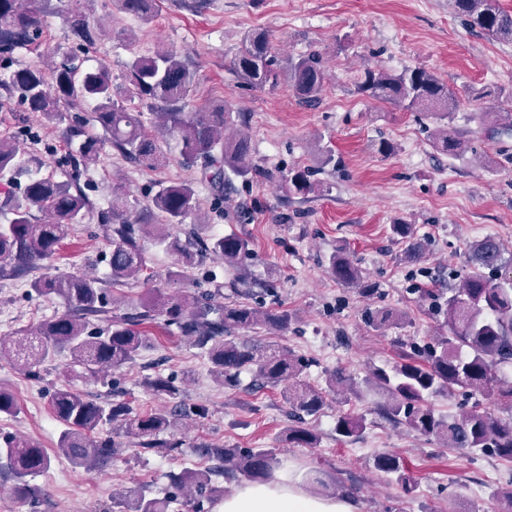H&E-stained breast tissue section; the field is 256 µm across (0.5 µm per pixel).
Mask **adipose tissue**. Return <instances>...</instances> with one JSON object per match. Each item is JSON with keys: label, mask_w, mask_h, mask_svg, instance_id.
Segmentation results:
<instances>
[{"label": "adipose tissue", "mask_w": 512, "mask_h": 512, "mask_svg": "<svg viewBox=\"0 0 512 512\" xmlns=\"http://www.w3.org/2000/svg\"><path fill=\"white\" fill-rule=\"evenodd\" d=\"M214 512H356V505L348 495L318 496L300 480L279 474L238 486Z\"/></svg>", "instance_id": "adipose-tissue-1"}]
</instances>
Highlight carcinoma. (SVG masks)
Listing matches in <instances>:
<instances>
[{
  "label": "carcinoma",
  "instance_id": "cac0c4a2",
  "mask_svg": "<svg viewBox=\"0 0 512 512\" xmlns=\"http://www.w3.org/2000/svg\"><path fill=\"white\" fill-rule=\"evenodd\" d=\"M35 0H0V54L12 53L29 41L40 23ZM128 14L150 19L154 0H119ZM454 13L473 30L500 41L512 42V11L499 0H451ZM129 84L153 112H133L121 102L122 87L112 83L110 69L103 64L82 68L71 59L55 67L46 80L37 67L23 66L0 81L31 112H40L51 121L63 120L64 106L80 101L91 107L89 122L101 128L103 136L89 138L79 147L85 161L109 146L127 158L148 167L164 160L157 147L155 132L175 142L187 166L199 167L201 180L217 187L229 186L232 177L247 178L252 172L251 143L248 135L234 127L246 123L243 113L232 115L224 107L208 112H184L177 107L189 92L194 73L173 52L162 50L153 56H136L126 64ZM236 78L250 87L288 82L300 102L310 105L323 91L329 74L321 53L313 51L290 56L279 64L271 53L267 37L247 35L232 62ZM358 89L366 97L396 105L405 112H418L436 122L433 147L460 157L477 153L474 145L480 131L463 128L451 134L461 98L433 72L406 67L399 72L384 68L364 71ZM480 125L493 123L489 133L512 137V116L479 112L473 116ZM19 149L0 139V174L16 168ZM307 168L293 169L283 187L290 195H307L312 190ZM162 218L160 224H132L128 203L120 192L112 197L107 224L111 276L103 281L84 273L58 276L51 273L59 247L75 224L82 223L90 201L75 181H58L34 173L18 199L9 194L0 200V212L12 218L0 224V278L27 279L30 292L56 300L62 307L33 330H19L0 339V360L38 376L37 367L66 359L83 369L85 379L97 381L109 371L135 363L152 347L141 331L146 321L162 320L166 330L193 337L206 348L214 381L219 386L234 385L243 372L251 373L261 387L280 391L288 405L291 425L288 442L301 448H314L318 435L305 417L320 413L330 394L339 387L359 392L363 386L383 397V416L395 426L430 438L457 452H474L512 461V381L503 377L512 367V259L505 258L498 240L485 237L471 246L466 269L459 284L448 289V296L436 295L434 314L443 318L448 335L433 344L413 347L392 366H374L357 382L339 370L332 373L325 388L310 385L304 376L307 364L288 348L273 342L252 344L238 341L241 331L264 330L276 334L288 329L287 312H273L247 302L224 304L222 288L239 287V280L218 284L214 290L194 294H165L155 289L139 297L126 312L112 306V291L143 274L146 257L141 237L150 236L155 244L179 257L183 269L212 257L229 267L238 265L249 253L247 239L230 233L209 236L204 225L196 224L186 239L171 228L199 211L196 190L190 182L161 183L151 199ZM45 215V221H32L31 209ZM394 236L409 244L407 256L419 261L422 249L414 241L413 225L397 223ZM329 274L346 288L370 290L358 264L342 249L328 260ZM404 316L379 309L369 316V324L382 329L397 325ZM157 395L175 397L180 389L173 376L158 375L146 381ZM466 392L475 398L471 407L453 418L435 412L430 399L439 395ZM494 401L499 413L487 409ZM53 412L64 426L57 440L58 453L76 466L102 469L112 465L119 443L98 433L107 428L140 441L145 449L155 445L162 434H174L180 420L205 414L203 407H181L134 414L124 402L94 398L69 386L57 389L51 397ZM366 431L365 420L350 413L336 417V438L354 442ZM194 452L214 465L206 470L184 469L171 476V495L158 498L140 487H128L112 496L116 512H169L170 503L180 499L197 509L203 499L214 494L213 478L267 480L277 463L273 452L254 448H213L201 446ZM53 458L38 442L16 434L0 435V463L13 481L14 497L32 502L40 488L32 478L47 472ZM376 467L396 475L404 493L416 491L417 483L404 459L385 451L375 456Z\"/></svg>",
  "mask_w": 512,
  "mask_h": 512
}]
</instances>
